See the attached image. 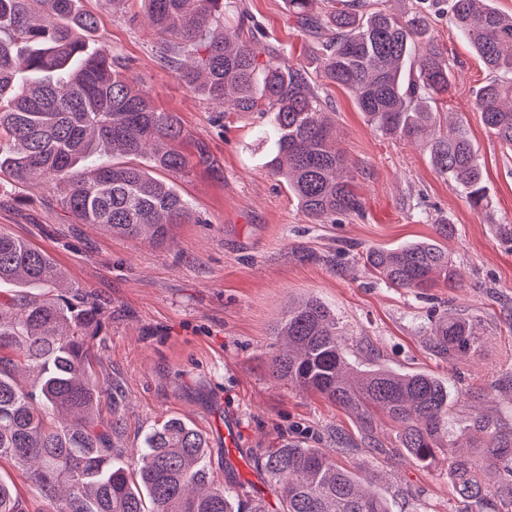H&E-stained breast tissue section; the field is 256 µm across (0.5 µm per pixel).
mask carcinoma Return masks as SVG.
Here are the masks:
<instances>
[{
	"mask_svg": "<svg viewBox=\"0 0 512 512\" xmlns=\"http://www.w3.org/2000/svg\"><path fill=\"white\" fill-rule=\"evenodd\" d=\"M162 37L166 66L222 112H270L272 142L265 163L314 224L359 214L353 175L336 150V124L305 70L280 54L263 55L224 25L230 0H142ZM297 27L318 35L322 80L349 91L383 137L424 142L436 173L451 180L469 207L489 206L480 159L460 123L441 124L433 105L450 89L452 64L420 11L399 16L368 0H287ZM94 15L79 0H0V176L16 184L41 179L66 185L64 205L81 224L166 243L176 224L205 220L152 171L184 175V131L149 92L90 49ZM448 26L485 67L512 74V15L487 0H451ZM416 63V75L410 74ZM481 121L512 149V78H494L475 96ZM112 163H94L100 149ZM375 281L426 291L454 287L460 273L436 241L372 248L363 255ZM65 273L46 252L0 228V284L17 288L0 300V458L37 466L40 490L67 487L58 512H267L261 500L241 507L228 486H211L203 435L172 417L153 429L134 459V474L114 461L123 420L98 418L101 387L91 377L92 341L103 307L80 290L62 289ZM285 348L267 365L271 377L318 394L359 416L373 432L379 412L399 428V442L429 465L448 452L458 493L512 512V428L484 414L468 430L448 431L452 392L425 373L375 367L351 374L336 315L317 298L288 306L274 329ZM473 320L446 315L428 349L452 361L474 346ZM38 370L37 386L21 385L16 369ZM262 467L279 493L278 512H392L379 474L339 467L321 448L282 443L264 452ZM500 469L495 486L482 473ZM0 512H21L14 486L0 477Z\"/></svg>",
	"mask_w": 512,
	"mask_h": 512,
	"instance_id": "obj_1",
	"label": "carcinoma"
}]
</instances>
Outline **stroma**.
Wrapping results in <instances>:
<instances>
[{
  "mask_svg": "<svg viewBox=\"0 0 512 512\" xmlns=\"http://www.w3.org/2000/svg\"><path fill=\"white\" fill-rule=\"evenodd\" d=\"M98 17L93 35L152 96L158 110L175 113L191 164L176 188L203 218L180 224L172 240L115 236L93 224L74 223L62 204V187L32 181L0 182V228L46 251L68 279L101 303L106 321L94 345L93 374L102 388L103 418L120 412L123 448L170 417L188 422L206 439L214 484L243 487L278 505L261 485L265 449L279 441L336 449L339 465L386 472L383 493L393 512H484L462 498L446 460L417 462L399 444L398 429L376 415L373 433L336 404L274 380L266 365L281 340L273 328L289 304L314 296L336 318L355 369L385 367L429 373L447 382L453 400L448 427L462 433L474 408L512 423V242L500 225L512 224V152L481 122L474 93L490 73L443 14L430 15L431 34L454 64L445 111L468 130L482 163L490 205L470 209L461 193L434 170L420 144L377 134L350 95L321 87L335 111L336 146L355 176L362 215L334 224L311 223L287 186L268 175V151L258 133L269 115H223L190 91L159 61L160 40L140 0L114 12L99 0H82ZM250 20L243 38L300 64L319 82L315 40L297 28L286 0H236ZM203 142L213 168L194 165ZM448 219L453 232L442 245L461 272L458 287L423 294L386 287L366 271L367 249L395 248L436 236ZM456 314L475 321L480 339L466 357H434L426 338L435 320ZM485 395L481 405L470 392ZM238 428L236 453L224 446V418ZM0 477L12 482L23 512H55V504L22 463L0 459Z\"/></svg>",
  "mask_w": 512,
  "mask_h": 512,
  "instance_id": "1",
  "label": "stroma"
}]
</instances>
